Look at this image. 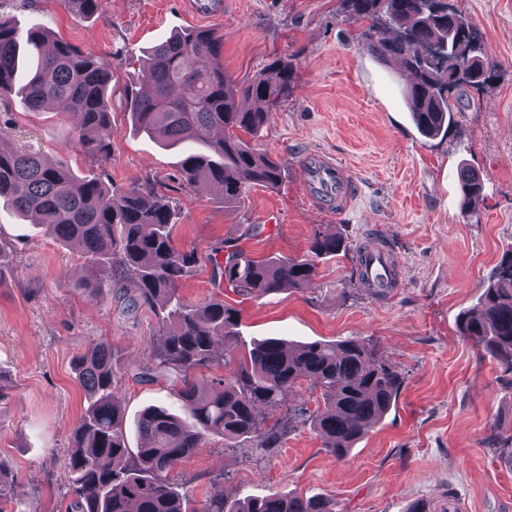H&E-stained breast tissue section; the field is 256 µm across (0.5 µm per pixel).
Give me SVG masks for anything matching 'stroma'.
<instances>
[{"instance_id": "1", "label": "stroma", "mask_w": 512, "mask_h": 512, "mask_svg": "<svg viewBox=\"0 0 512 512\" xmlns=\"http://www.w3.org/2000/svg\"><path fill=\"white\" fill-rule=\"evenodd\" d=\"M187 0H99L84 16L61 0H0V14L95 57L113 73L112 146L103 159L73 148V118L47 108L0 100V137L44 159H65L78 177L107 173L123 188L151 185L177 204V244L197 263L180 288L183 300L213 298L240 312L237 336L219 363L192 379L200 388L236 376L253 341L358 339L398 371L395 408L343 460L326 452L311 424L324 406L303 380L285 402L266 410L284 424L279 447L251 438L233 445L212 436L170 473L191 512L213 497L270 493L321 495L342 512H512V372L465 341L459 315L475 307L512 250V0H450L465 15L494 62L481 89H468L464 110L446 134L424 137L402 95L410 76L381 62L348 19L342 0H212L203 15ZM189 28H215L222 62L237 83L288 61L294 91L272 113L258 140L281 169L277 186L251 185L227 205L214 188L200 193L180 177L182 151L137 133L125 110L127 90H144L143 49ZM333 155L359 186L354 211L335 220L314 209L297 160L307 151ZM468 164L484 179L476 211L462 207L458 171ZM336 234L347 252L318 260L307 285L257 296L226 288L216 268L224 242L257 258L307 255L314 233ZM394 250L397 288L377 295L358 275L356 257L373 240ZM105 290L88 299L82 285ZM133 291L111 267L22 223L0 207V373L11 389L0 409V460L8 467L11 512H66L65 458L86 405L73 369L91 343L112 350L113 387L124 410L128 448L134 424L150 406L181 411L179 374L145 378L155 362L143 344H159V313L129 310Z\"/></svg>"}]
</instances>
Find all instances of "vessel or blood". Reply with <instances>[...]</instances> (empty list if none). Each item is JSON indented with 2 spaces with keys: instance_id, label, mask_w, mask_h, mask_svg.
Instances as JSON below:
<instances>
[{
  "instance_id": "vessel-or-blood-1",
  "label": "vessel or blood",
  "mask_w": 512,
  "mask_h": 512,
  "mask_svg": "<svg viewBox=\"0 0 512 512\" xmlns=\"http://www.w3.org/2000/svg\"><path fill=\"white\" fill-rule=\"evenodd\" d=\"M297 169L308 200L322 213L339 218L354 207L359 196L357 182L332 157L323 153L303 155ZM360 271L373 287H391L396 275L395 258L387 247L369 249L362 255Z\"/></svg>"
}]
</instances>
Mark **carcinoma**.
<instances>
[{"label": "carcinoma", "instance_id": "carcinoma-1", "mask_svg": "<svg viewBox=\"0 0 512 512\" xmlns=\"http://www.w3.org/2000/svg\"><path fill=\"white\" fill-rule=\"evenodd\" d=\"M354 20L369 22L366 39L383 25L395 32L373 49L385 62L396 60L411 82L405 97L413 121L426 137L455 123L464 109L467 83L448 84L455 48L467 41L472 55L488 67L484 46L459 12L431 11L428 0H343ZM63 5L91 15L98 0H63ZM224 41L212 29H186L145 52L148 94L126 95L139 131L168 146H184L179 172L184 181L204 190L224 189V203L235 204L249 185H275L279 165L256 148L255 141L294 85L288 63L276 60L270 75L233 84L219 57ZM430 45L436 60L423 63L417 47ZM30 72L17 81L18 71ZM112 73L76 46L54 37L38 23L22 35L0 15V100L20 98L27 108L51 107L75 118V149L89 158L111 148ZM458 92L455 102L450 94ZM463 205L475 209L484 196V181L460 170ZM0 204L62 243L76 242L95 261L116 262L135 295L134 309L162 313L161 324L174 329L151 350L161 371L182 374L179 393L191 420L164 407L145 409L136 422L142 445L130 454L122 426L121 403L112 387V350L92 343L74 361L88 394L87 406L71 433L65 459L73 495L71 512H187L171 486L173 467L196 453L211 435L233 443L255 436L267 448L279 445L276 426L261 427L258 409L279 404L299 380L322 389L324 409L312 420L322 447L341 460L381 423L402 386L400 375L378 363L371 349L356 339L315 341L293 347L278 338L253 343L250 364L230 380L221 379L207 392L187 377L215 360L216 347L236 336L238 310L222 300L189 305L180 295L182 281L196 265L195 251L178 247L172 231L178 209L149 185L116 187L104 175L76 177L64 159L47 161L16 149L0 138ZM346 249L334 235L314 234L304 258L255 260L236 245L225 246L224 283L235 291L273 294L299 288L316 275V260ZM460 335L512 372V258L499 268L484 291L480 308L458 320ZM201 512H338L336 501L323 497L269 494L233 502L214 498Z\"/></svg>", "mask_w": 512, "mask_h": 512}]
</instances>
